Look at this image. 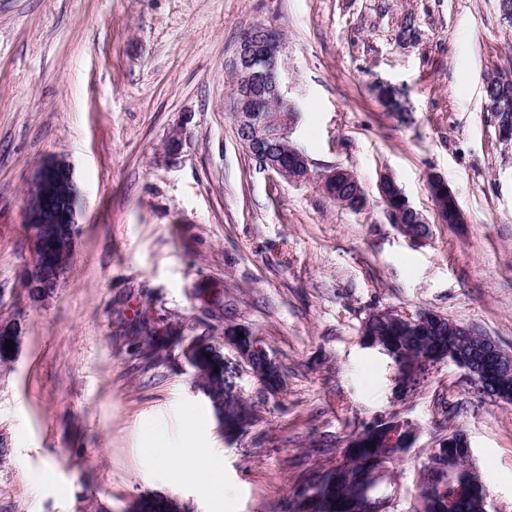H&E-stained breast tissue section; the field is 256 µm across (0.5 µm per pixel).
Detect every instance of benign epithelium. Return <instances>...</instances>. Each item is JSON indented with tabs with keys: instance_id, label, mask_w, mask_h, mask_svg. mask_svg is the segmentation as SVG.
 <instances>
[{
	"instance_id": "1",
	"label": "benign epithelium",
	"mask_w": 512,
	"mask_h": 512,
	"mask_svg": "<svg viewBox=\"0 0 512 512\" xmlns=\"http://www.w3.org/2000/svg\"><path fill=\"white\" fill-rule=\"evenodd\" d=\"M283 45L282 33L271 24L254 23L243 30L233 66L235 92L232 112L236 127L244 132L241 142L253 158L258 160L260 167L288 181L303 182L311 175L307 156L292 148L288 153L290 165H285L283 161L282 148L290 143L297 120V112L286 97L282 82ZM269 112L279 113L278 123L272 124L265 120V114ZM346 180L352 186V193L344 200V205L359 209L365 204L366 197L364 189L352 173L334 168L323 175L322 184L333 197L336 195V186ZM395 186L396 180L390 174L381 176L377 184L390 223L410 240H425L429 231V227L425 226L427 220L410 204L405 194H400L397 201H391L389 189ZM430 192L441 223H463L456 196L443 178L430 177ZM77 195L73 172L68 166L47 162L38 168L25 206L30 257L20 276L19 283L22 287L28 290L42 288L49 297L59 287L61 279L49 277L48 272L56 266L58 257L72 252L74 248L79 233L78 204L75 199ZM404 210L414 213L416 223H400ZM398 317L408 328L419 329L435 320V312L422 309L414 313L400 312ZM240 332L244 337H238ZM224 342L231 344L237 351L238 358L247 365L252 357L267 355L257 338L242 327L224 328ZM478 349L484 363L504 370L512 367V354L505 351L492 337L484 336ZM447 360L457 363L465 370L466 377L474 381L477 391L484 395L491 393L488 386L490 380L475 374L471 360L462 358L450 347L446 351L430 355L417 373L402 377L398 388L399 396H407L410 389L430 369ZM380 419L390 426L389 435L400 439L401 446L406 447L413 443L416 432L410 421L392 419L388 415H382ZM452 482L455 484V495L448 500L450 512L459 502L469 498L479 479L475 470L467 467L454 474Z\"/></svg>"
}]
</instances>
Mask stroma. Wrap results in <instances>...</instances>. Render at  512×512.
Listing matches in <instances>:
<instances>
[{
    "instance_id": "obj_1",
    "label": "stroma",
    "mask_w": 512,
    "mask_h": 512,
    "mask_svg": "<svg viewBox=\"0 0 512 512\" xmlns=\"http://www.w3.org/2000/svg\"><path fill=\"white\" fill-rule=\"evenodd\" d=\"M255 22L283 34L291 139L310 161L301 183L261 169L236 133L233 62ZM510 72L497 0H0V318L22 332L0 368V512H140L154 497L173 512H288L302 472L389 413L417 437L384 480L388 512H416L423 466L457 429L488 512H512V402L480 395L450 362L399 398L395 363L361 339L372 309H429L512 352V141L484 101L487 80ZM47 161L73 170L80 235L36 306L17 279L26 190ZM335 167L359 179L362 208L324 193ZM384 173L427 218L426 240L390 224ZM434 174L465 223L439 222ZM201 279L223 283V321L197 312ZM143 310L223 342L229 362L225 325L250 330L281 366L282 393L239 364L235 393L255 418L224 432L177 351L149 360L123 331ZM154 442L220 453L224 503L192 470L144 465Z\"/></svg>"
}]
</instances>
